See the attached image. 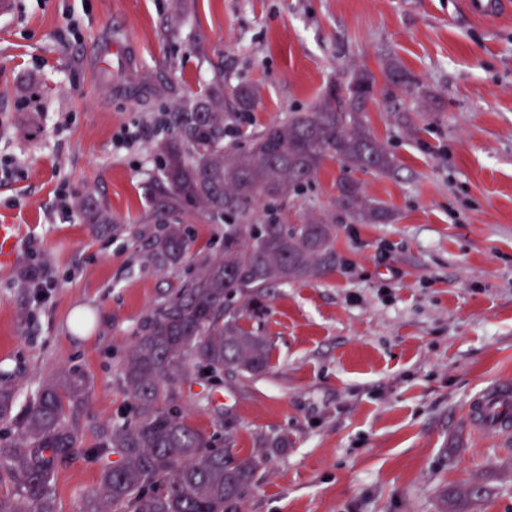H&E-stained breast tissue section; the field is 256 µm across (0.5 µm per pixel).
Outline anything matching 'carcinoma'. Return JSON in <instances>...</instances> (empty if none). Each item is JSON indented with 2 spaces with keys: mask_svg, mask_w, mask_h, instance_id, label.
Segmentation results:
<instances>
[{
  "mask_svg": "<svg viewBox=\"0 0 512 512\" xmlns=\"http://www.w3.org/2000/svg\"><path fill=\"white\" fill-rule=\"evenodd\" d=\"M396 86L413 80L395 60L384 69ZM377 79L367 69L352 72L307 112H292L252 137L243 148L224 145L221 82L178 113L175 140L159 148L165 179L160 207L191 205L225 219L224 251L203 264L190 285L160 303L140 327L122 368L124 390L135 401L128 423H115L96 443L104 465L98 487L83 512H239L252 485L254 456L232 449L203 452L201 430L173 404L184 384L201 377L217 382L224 369L255 375L265 371V337L240 324L244 309L278 285L322 277L336 267V225L319 213L305 224L250 223L254 207L302 191L326 159L343 168L389 174L397 168L390 147L366 122ZM337 206L356 224H378L387 209L367 199L359 182L341 179ZM188 248L186 230L167 224L156 257L179 262ZM88 382L63 369L46 380L22 419V431L0 447V512H56L52 477L58 463L82 448L74 419L85 404Z\"/></svg>",
  "mask_w": 512,
  "mask_h": 512,
  "instance_id": "cac0c4a2",
  "label": "carcinoma"
}]
</instances>
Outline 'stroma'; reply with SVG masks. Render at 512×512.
<instances>
[{"label":"stroma","instance_id":"35a3bbf8","mask_svg":"<svg viewBox=\"0 0 512 512\" xmlns=\"http://www.w3.org/2000/svg\"><path fill=\"white\" fill-rule=\"evenodd\" d=\"M117 35L129 58L116 78L103 62ZM389 58L413 86L385 80ZM357 68L377 78L367 122L399 166L352 177L389 222L340 211L333 159L301 196L261 203L256 224L328 212L336 268L247 312L272 347L266 371L185 386L176 408L211 449L257 456L240 512H446V492L471 484L483 498L456 512H512V438L467 418L487 385L512 383V15L476 19L465 0H16L0 18V224L17 227L0 388L19 414L60 368L88 380L57 512H82L103 464L92 446L133 415L121 369L134 332L224 247L223 222L159 207L157 147L178 112L221 82L224 141L243 146ZM177 220L191 247L160 263L155 240ZM35 264L53 281L42 292L24 276Z\"/></svg>","mask_w":512,"mask_h":512}]
</instances>
